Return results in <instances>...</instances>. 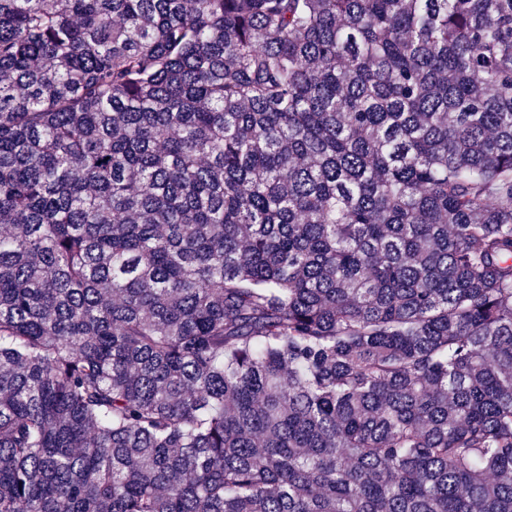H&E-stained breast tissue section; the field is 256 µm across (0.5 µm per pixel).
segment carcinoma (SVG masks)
I'll return each instance as SVG.
<instances>
[{
    "label": "carcinoma",
    "mask_w": 512,
    "mask_h": 512,
    "mask_svg": "<svg viewBox=\"0 0 512 512\" xmlns=\"http://www.w3.org/2000/svg\"><path fill=\"white\" fill-rule=\"evenodd\" d=\"M0 512H512V0H0Z\"/></svg>",
    "instance_id": "carcinoma-1"
}]
</instances>
